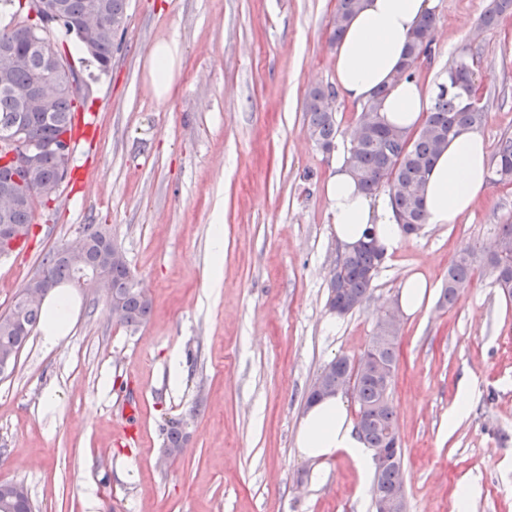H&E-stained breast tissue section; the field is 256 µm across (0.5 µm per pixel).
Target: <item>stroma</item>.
<instances>
[{"mask_svg":"<svg viewBox=\"0 0 512 512\" xmlns=\"http://www.w3.org/2000/svg\"><path fill=\"white\" fill-rule=\"evenodd\" d=\"M490 0H438L435 86L468 48L482 61L489 145L512 136V15L493 29ZM336 0H129L112 66L90 83L73 175L36 211L26 250L0 258V314L43 255L103 224L151 298L146 323L113 320L103 293L71 287L67 336H34L0 375V481L23 484L34 512H375L372 480L346 456L296 449L307 395L337 357L357 362L407 274L444 286L454 256L512 222V182L470 215L426 224L386 256L369 300L339 317L327 304L342 247L323 185L362 108L336 98L337 146L311 139L304 99L335 87ZM177 33L169 97L145 83L149 46ZM223 270L212 275L214 224ZM182 361L173 382L170 356ZM466 420L448 425L461 384ZM407 512H512V297L476 271L454 306L431 300L401 324L391 386ZM54 404H47V396ZM187 442L163 458L164 417Z\"/></svg>","mask_w":512,"mask_h":512,"instance_id":"1","label":"stroma"}]
</instances>
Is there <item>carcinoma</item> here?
Listing matches in <instances>:
<instances>
[{"instance_id": "obj_1", "label": "carcinoma", "mask_w": 512, "mask_h": 512, "mask_svg": "<svg viewBox=\"0 0 512 512\" xmlns=\"http://www.w3.org/2000/svg\"><path fill=\"white\" fill-rule=\"evenodd\" d=\"M51 5H60V12L74 20L89 12L99 16V35L95 41L96 53L93 64L108 66L112 62L115 23L126 24L128 0H48ZM361 0H337L332 18L331 39H337L347 23L360 7ZM512 14V0H490L480 23L485 28L495 27L499 20ZM0 48H5L19 59L16 66L4 70L0 66V129L21 118L26 120L28 133L48 143L60 144L72 153V136L77 109L87 104V98H74L68 91L73 72H52L46 66V53L53 51L60 56L69 55L70 44L83 45L81 38L70 33L67 25H56L51 30L48 44L43 46L26 34L31 22L23 0H0ZM435 17L425 16L414 33L406 59L396 78L415 75L417 60L422 51L423 40L434 35ZM476 64L473 54L464 51L448 69L458 82L453 92L439 86L429 112L420 128L414 132L390 127L380 116V104L385 90H378L373 99L364 105L359 122L351 134L349 147L344 155L346 165L357 176L361 188L373 195L379 191L387 193L398 223L406 234L417 232L426 223L424 187L435 159L445 149L448 139L464 129L481 128L486 120L481 103L469 104L466 84L470 68ZM53 79L60 91L50 101L46 110L27 112L20 93L33 88L41 79ZM308 129L315 143L329 152L335 148L338 124L334 108L333 92L321 86L307 91L305 100ZM494 175L497 181H512V137L499 141L495 151ZM60 179L59 158L54 150L45 152L36 175L22 182L14 180L12 167L0 165V193L11 189L23 198V202L8 213L0 212V224L16 225L21 235L16 239L20 246H9V253H19L34 236L32 216L39 189L54 184ZM115 239L110 229L91 239L87 244L86 266L100 271L107 280L106 301L119 300L125 311L123 324L137 327L144 323L151 312V301L136 287L134 275L128 263L105 262V255L112 249ZM495 242L501 251L489 252L472 249L458 255L448 267V279L442 289L440 304L453 306L459 285L471 280L475 271L483 268L493 278L499 291L512 297V224L497 225ZM62 249L47 252L40 263L38 274L26 284V288L38 285V279L49 276L58 283L73 280L76 272L61 257ZM383 260L380 249H355L343 259L337 272L338 284L328 286L327 306L333 308L343 301L358 305L369 298L371 280L366 272L376 268ZM42 308L19 306L14 300L8 311L0 315V352L20 353L30 337L39 327ZM385 323L377 325L363 356H372L381 364L395 370L400 332L384 330ZM341 366L354 377L355 401L358 404V423L365 425L360 437L368 448H387L398 433L396 413L391 400V387L383 386L381 379L371 369L356 367L344 358L331 361L327 378L336 383V366ZM164 450L179 456L184 448L186 435L183 420L169 418L163 425ZM403 483V455L389 463L383 470L374 472L373 484L383 496L390 495Z\"/></svg>"}]
</instances>
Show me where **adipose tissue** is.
Listing matches in <instances>:
<instances>
[{"mask_svg":"<svg viewBox=\"0 0 512 512\" xmlns=\"http://www.w3.org/2000/svg\"><path fill=\"white\" fill-rule=\"evenodd\" d=\"M436 0H362L336 45V86L349 101L364 103L379 88L387 95L379 109L383 120L403 129L418 126L433 98L418 80H396L414 30ZM182 56L177 34L156 40L146 55L145 79L156 100L169 96ZM492 178L490 148L476 130L461 131L449 140L437 158L425 185L427 221L453 224L472 212ZM328 213L337 241L350 247L373 231L385 253H392L403 232L388 202L373 201L359 187L344 160H337L324 186ZM48 321L43 328L45 346H55L73 316L70 292L56 288L45 300ZM296 448L306 459H329L346 454L369 465L372 451L360 440L349 417L343 394L308 405L299 422Z\"/></svg>","mask_w":512,"mask_h":512,"instance_id":"ef3b65f1","label":"adipose tissue"}]
</instances>
